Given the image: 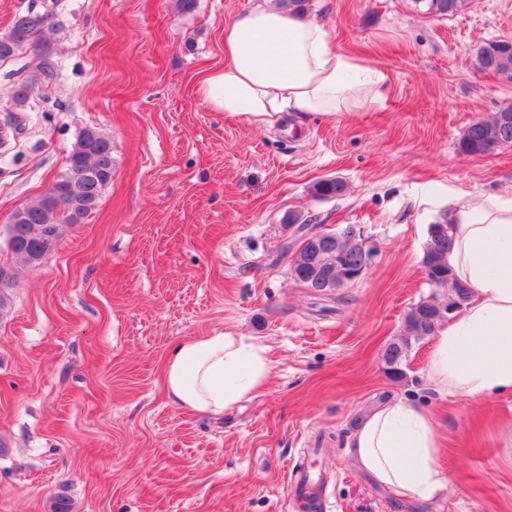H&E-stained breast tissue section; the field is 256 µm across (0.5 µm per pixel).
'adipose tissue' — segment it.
Wrapping results in <instances>:
<instances>
[{"label": "adipose tissue", "mask_w": 512, "mask_h": 512, "mask_svg": "<svg viewBox=\"0 0 512 512\" xmlns=\"http://www.w3.org/2000/svg\"><path fill=\"white\" fill-rule=\"evenodd\" d=\"M386 75L336 52L328 31L278 8L256 6L224 27V65L200 82L218 112H351L380 99ZM448 265L469 301L434 339L427 371L448 395L512 390V196L483 195L448 214ZM271 366L263 346L229 331L178 342L168 356L169 398L220 415L260 392ZM434 420L400 402L372 409L349 442L356 466L395 495L428 501L447 487Z\"/></svg>", "instance_id": "ef3b65f1"}]
</instances>
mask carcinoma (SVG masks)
<instances>
[{
	"instance_id": "1",
	"label": "carcinoma",
	"mask_w": 512,
	"mask_h": 512,
	"mask_svg": "<svg viewBox=\"0 0 512 512\" xmlns=\"http://www.w3.org/2000/svg\"><path fill=\"white\" fill-rule=\"evenodd\" d=\"M427 10L435 15L454 16L469 9L471 0H423ZM53 10L28 9L18 13L8 33L0 36V61L13 57L25 46L40 52L47 47L44 33L53 25ZM476 65L481 71L509 75L512 77V40H492L482 45L476 55ZM38 83L25 80L12 91V102L23 106L34 98ZM512 146V107L500 109L487 120L471 123L463 132L460 148L466 155L489 154L499 147ZM114 160L112 144L99 131L88 128L81 131L66 158L64 173L51 184L39 199L30 205L14 210L8 223L19 225L18 244L26 249H41L50 254L61 236L66 224H79L96 209L101 192L112 180ZM346 192V184L339 179L322 180L313 187V194L321 197H338ZM452 238L448 234V214L429 225L422 267L427 285L432 288L429 297L419 300L408 310L405 317V333L397 341L388 344L383 352L384 372L394 380L406 377L403 371L412 345L430 336L437 335L442 323L433 319L434 312L444 305L437 294L448 293L456 309H461L470 299V289L460 282L448 267V252ZM323 265L335 271L336 287L345 286L341 273L347 267L359 265L360 256L356 247L348 240H342L338 249L321 258ZM294 279L307 288L323 289L317 279L305 274L307 258L304 253L296 254L291 260Z\"/></svg>"
}]
</instances>
